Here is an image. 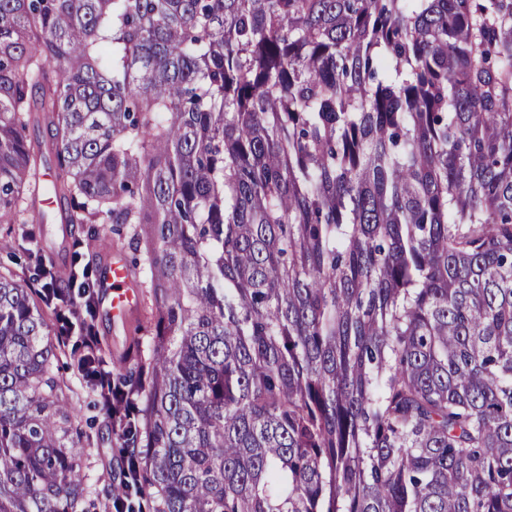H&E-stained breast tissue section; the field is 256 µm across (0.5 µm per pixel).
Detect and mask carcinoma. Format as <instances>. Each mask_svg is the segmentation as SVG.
Segmentation results:
<instances>
[{"mask_svg":"<svg viewBox=\"0 0 512 512\" xmlns=\"http://www.w3.org/2000/svg\"><path fill=\"white\" fill-rule=\"evenodd\" d=\"M45 194L148 340L0 271V512H96L62 356L105 512H512V0H0V224ZM40 211V223L39 224H15V228L19 225L23 231L12 234L11 237H6L4 229L7 225L0 227V244L2 242L11 243L8 248H0V263L5 266H11L19 273L22 270L21 266L12 263V259L9 257V253L16 252L19 255L23 253V247H30L28 242L23 240L22 236L29 230L32 229L38 240L42 241L47 245V258L51 260L58 268L63 270L73 269V257L71 242L72 237L80 236L84 241L85 257L84 263L96 265L101 268V278L99 281V288L101 290L103 298H108L112 309V316L106 311L107 299L102 305L98 320L99 336L106 347L107 355L114 362H119L133 337H142L144 332L142 326L145 322V302L142 292V288H138L136 283L137 291L132 285L133 275L125 260L116 258L112 255L106 260L104 265L101 267L102 257L107 253L98 252L99 240L103 237L112 239V251L108 253H117L126 256L127 258L131 254L128 238L125 237V233L119 236L112 232L113 224H83L74 225L72 231L68 233V237L64 240L59 227L61 224H54L49 218L51 208L44 206L41 202L37 204ZM43 217V218H42ZM96 234L99 236L96 242H93L91 248H87V243L90 241V235ZM76 233V234H75ZM75 234V235H74ZM4 235V239L2 238ZM2 238V239H1ZM62 245L63 261L57 263L53 261L49 256V251L55 247ZM139 301V304H138ZM138 304V306H137ZM137 308L129 314L128 313ZM113 323L124 322L123 325L113 328ZM65 362V358H62L55 365L54 371L59 379L64 381L63 389L73 406L82 409L85 417H93V428L89 430L93 444L85 448L87 453L85 471L92 490L100 493L101 496L104 488L112 481V475L118 469L116 460L108 450L115 443V438L105 415L91 406V395L80 385L76 372L65 367L63 364Z\"/></svg>","mask_w":512,"mask_h":512,"instance_id":"carcinoma-1","label":"carcinoma"}]
</instances>
